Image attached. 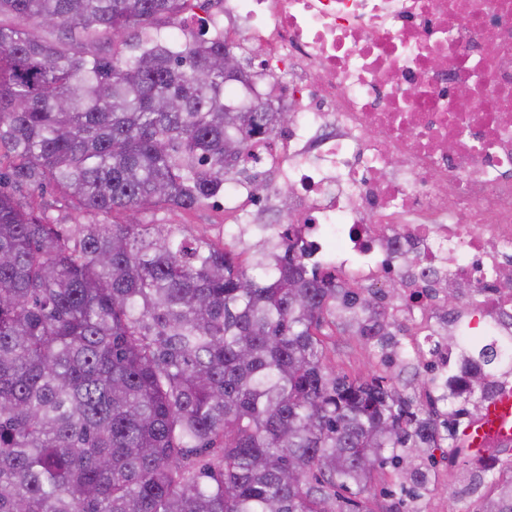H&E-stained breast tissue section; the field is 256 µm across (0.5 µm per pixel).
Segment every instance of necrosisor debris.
Masks as SVG:
<instances>
[{
	"label": "necrosis or debris",
	"mask_w": 512,
	"mask_h": 512,
	"mask_svg": "<svg viewBox=\"0 0 512 512\" xmlns=\"http://www.w3.org/2000/svg\"><path fill=\"white\" fill-rule=\"evenodd\" d=\"M203 21L259 55L252 96L289 113L253 143L276 182L263 207L287 192L280 221L321 272L400 278L422 333L439 278L494 333L512 328V0H220ZM414 352L400 336L391 357L450 364L465 389L460 352Z\"/></svg>",
	"instance_id": "1"
}]
</instances>
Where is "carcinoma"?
I'll use <instances>...</instances> for the list:
<instances>
[{
	"label": "carcinoma",
	"instance_id": "obj_1",
	"mask_svg": "<svg viewBox=\"0 0 512 512\" xmlns=\"http://www.w3.org/2000/svg\"><path fill=\"white\" fill-rule=\"evenodd\" d=\"M213 3L0 0L32 23L0 22V512H369L386 465L408 512L431 491L412 457L463 451L467 410L422 404L419 372L400 386L326 358V313L388 347L395 321L361 284L293 242L242 267L232 242L139 219L220 195L284 126L227 95L251 71L224 72V34L161 36ZM47 188L105 221L63 234L26 200ZM466 351L512 369V335ZM482 476L478 512H512V480Z\"/></svg>",
	"mask_w": 512,
	"mask_h": 512
}]
</instances>
